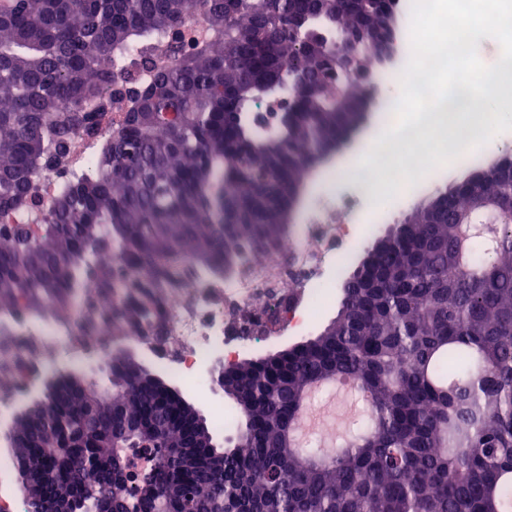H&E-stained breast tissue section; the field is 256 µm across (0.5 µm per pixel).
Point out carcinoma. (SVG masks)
<instances>
[{
	"mask_svg": "<svg viewBox=\"0 0 512 512\" xmlns=\"http://www.w3.org/2000/svg\"><path fill=\"white\" fill-rule=\"evenodd\" d=\"M189 22L200 39L186 40ZM398 23L378 0H0V315L67 318L112 291V321L125 336L160 323L159 288L172 265L208 253L211 266L242 263L275 239L288 200L352 125L366 87L332 71L347 30ZM167 47L156 70L138 44ZM355 51L379 81L378 45ZM152 73L141 85L136 72ZM292 97L288 115L257 118L268 100ZM124 112L94 172L68 174L31 224L14 214L35 182L65 169L71 139ZM485 197L512 195V178L476 172ZM456 184L414 212L391 241L378 240L343 279L340 309L320 333L272 357L245 359L224 378L239 414L237 439L218 470L174 464L139 477L157 495L122 486L145 406L154 392L132 362L111 353L112 414L84 429L60 476L76 512H512V222L472 211ZM479 225L482 261L463 258L458 220ZM347 382L360 397L342 418L344 440L326 454L298 422L311 394ZM79 393L50 396L16 423L12 461L34 466L57 445L45 422L78 420ZM159 448L186 447L163 406L153 409ZM112 463L95 470L88 457ZM51 489L23 497V512H49Z\"/></svg>",
	"mask_w": 512,
	"mask_h": 512,
	"instance_id": "carcinoma-1",
	"label": "carcinoma"
}]
</instances>
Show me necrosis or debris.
I'll return each instance as SVG.
<instances>
[{
  "mask_svg": "<svg viewBox=\"0 0 512 512\" xmlns=\"http://www.w3.org/2000/svg\"><path fill=\"white\" fill-rule=\"evenodd\" d=\"M455 156L456 142L437 147L416 135L411 152L399 154L388 144H377L361 162L363 184L329 185L302 224L280 240L244 275L217 279L198 269H182L179 287L166 289L164 329L153 356L160 367L190 385L200 398L222 386V372L206 375L204 366L235 356L244 329L240 312L252 319L276 321L279 330H302L309 324L313 305L324 299L329 284L350 254V225L337 223L336 214L358 215L369 188L381 180L395 183L431 162L434 152ZM96 334L84 329L80 318L66 321L20 313L0 324V374L9 373L8 398L22 399L27 383L48 370L53 360L83 362L104 352Z\"/></svg>",
  "mask_w": 512,
  "mask_h": 512,
  "instance_id": "obj_1",
  "label": "necrosis or debris"
}]
</instances>
